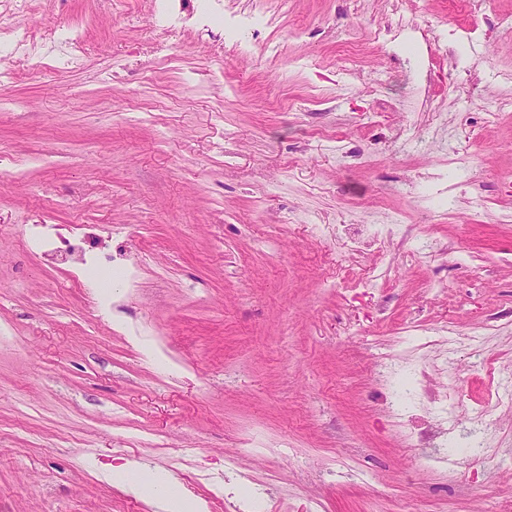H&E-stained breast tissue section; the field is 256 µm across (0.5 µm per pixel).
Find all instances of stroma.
Masks as SVG:
<instances>
[{
    "label": "stroma",
    "instance_id": "1",
    "mask_svg": "<svg viewBox=\"0 0 512 512\" xmlns=\"http://www.w3.org/2000/svg\"><path fill=\"white\" fill-rule=\"evenodd\" d=\"M28 3L0 54L29 22L83 55L0 81V512H148L127 462L209 512H500L512 388L462 447L512 378V0ZM393 354L456 386L452 480Z\"/></svg>",
    "mask_w": 512,
    "mask_h": 512
}]
</instances>
